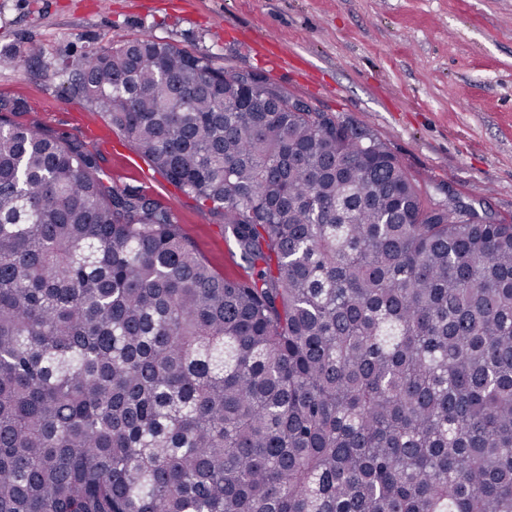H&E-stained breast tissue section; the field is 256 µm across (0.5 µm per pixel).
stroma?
<instances>
[{
    "label": "stroma",
    "instance_id": "1",
    "mask_svg": "<svg viewBox=\"0 0 512 512\" xmlns=\"http://www.w3.org/2000/svg\"><path fill=\"white\" fill-rule=\"evenodd\" d=\"M150 36L214 66L261 70L288 92L368 127L422 194L512 219V0H0V105L82 144L117 186L172 208L220 275L250 276L224 225L134 152L53 71ZM37 47L25 71L9 62Z\"/></svg>",
    "mask_w": 512,
    "mask_h": 512
}]
</instances>
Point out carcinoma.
Returning a JSON list of instances; mask_svg holds the SVG:
<instances>
[{
    "label": "carcinoma",
    "mask_w": 512,
    "mask_h": 512,
    "mask_svg": "<svg viewBox=\"0 0 512 512\" xmlns=\"http://www.w3.org/2000/svg\"><path fill=\"white\" fill-rule=\"evenodd\" d=\"M147 36L54 76L253 275L0 115V512H512V224Z\"/></svg>",
    "instance_id": "1"
}]
</instances>
